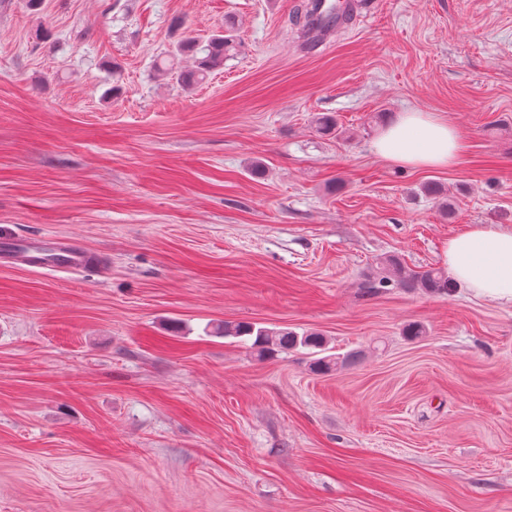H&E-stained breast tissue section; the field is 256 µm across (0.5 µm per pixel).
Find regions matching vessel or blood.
<instances>
[{
	"label": "vessel or blood",
	"instance_id": "obj_1",
	"mask_svg": "<svg viewBox=\"0 0 512 512\" xmlns=\"http://www.w3.org/2000/svg\"><path fill=\"white\" fill-rule=\"evenodd\" d=\"M331 0H314L312 35L316 41H324L333 28L345 26L350 18L362 9L364 0H345L336 14L335 24H327L325 12ZM100 254L86 248L84 243L70 235L39 234L16 236L0 235V265H25L34 270L54 275L82 272L99 265Z\"/></svg>",
	"mask_w": 512,
	"mask_h": 512
}]
</instances>
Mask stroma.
Returning <instances> with one entry per match:
<instances>
[{"label":"stroma","instance_id":"obj_1","mask_svg":"<svg viewBox=\"0 0 512 512\" xmlns=\"http://www.w3.org/2000/svg\"><path fill=\"white\" fill-rule=\"evenodd\" d=\"M298 2L0 0V227L109 261L0 267V512H512V306L366 281L512 226V0H373L314 51ZM228 17L240 52L183 86ZM409 110L459 165L374 154ZM217 334L224 338L252 339L251 349L258 357L274 352L288 353L299 348L308 349L309 354L318 355L326 352V341L317 333L300 336L288 329H271L258 326L256 323L240 322L236 324L224 323V328ZM315 350V351H313Z\"/></svg>","mask_w":512,"mask_h":512}]
</instances>
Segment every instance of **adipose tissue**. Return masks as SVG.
I'll use <instances>...</instances> for the list:
<instances>
[{"label": "adipose tissue", "mask_w": 512, "mask_h": 512, "mask_svg": "<svg viewBox=\"0 0 512 512\" xmlns=\"http://www.w3.org/2000/svg\"><path fill=\"white\" fill-rule=\"evenodd\" d=\"M374 152L412 168H451L465 152L457 126L436 112H402L379 133ZM442 259L453 279L475 296L512 305V227L470 224L449 238Z\"/></svg>", "instance_id": "1"}]
</instances>
